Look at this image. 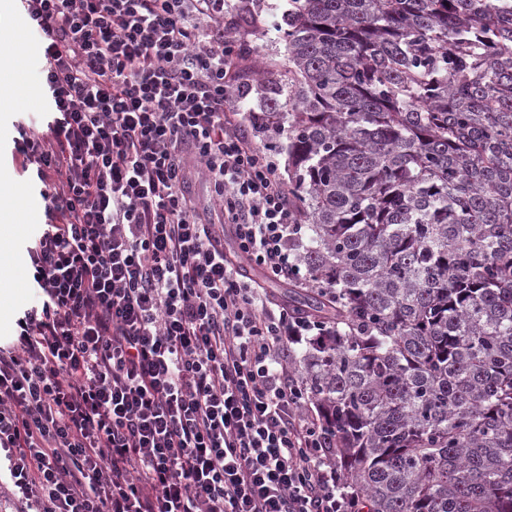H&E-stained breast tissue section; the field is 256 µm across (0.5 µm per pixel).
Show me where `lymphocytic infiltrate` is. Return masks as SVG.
<instances>
[{
	"mask_svg": "<svg viewBox=\"0 0 512 512\" xmlns=\"http://www.w3.org/2000/svg\"><path fill=\"white\" fill-rule=\"evenodd\" d=\"M50 96L18 123L46 224L36 301L0 346L9 512H349L332 440L285 364L310 326L277 163L237 130L224 0H21ZM212 187L220 224L189 192ZM232 233L236 252L224 251Z\"/></svg>",
	"mask_w": 512,
	"mask_h": 512,
	"instance_id": "obj_1",
	"label": "lymphocytic infiltrate"
}]
</instances>
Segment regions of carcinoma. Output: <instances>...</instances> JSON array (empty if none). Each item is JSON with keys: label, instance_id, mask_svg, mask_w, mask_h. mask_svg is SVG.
<instances>
[{"label": "carcinoma", "instance_id": "1", "mask_svg": "<svg viewBox=\"0 0 512 512\" xmlns=\"http://www.w3.org/2000/svg\"><path fill=\"white\" fill-rule=\"evenodd\" d=\"M260 139L308 221L284 293L359 512H512V0H291Z\"/></svg>", "mask_w": 512, "mask_h": 512}]
</instances>
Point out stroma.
I'll use <instances>...</instances> for the list:
<instances>
[{
	"label": "stroma",
	"instance_id": "obj_1",
	"mask_svg": "<svg viewBox=\"0 0 512 512\" xmlns=\"http://www.w3.org/2000/svg\"><path fill=\"white\" fill-rule=\"evenodd\" d=\"M286 7L284 0H230L224 13V30L234 36L245 52L239 61V78L248 93L250 107L261 110L264 101L255 76L275 56L271 45L275 34L269 29L273 15ZM0 55L16 58L18 77L28 89L24 100L0 104V173L6 180L0 189L13 200L9 234L0 240V340L9 341L16 333L20 310L36 298L26 247L39 224L45 223L46 202L35 173H23L15 150L18 120L38 124L47 108L40 80V56L31 29H24L19 41L0 40Z\"/></svg>",
	"mask_w": 512,
	"mask_h": 512
}]
</instances>
